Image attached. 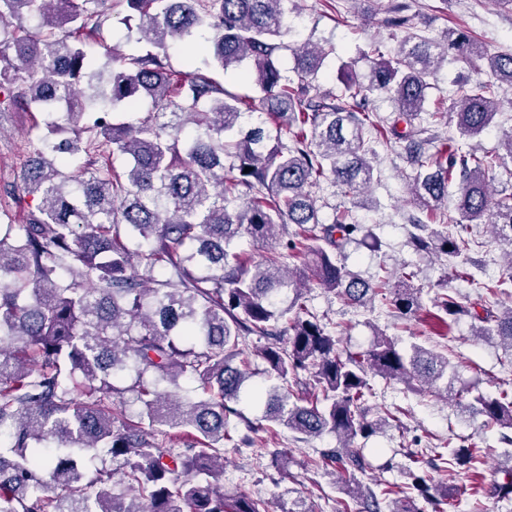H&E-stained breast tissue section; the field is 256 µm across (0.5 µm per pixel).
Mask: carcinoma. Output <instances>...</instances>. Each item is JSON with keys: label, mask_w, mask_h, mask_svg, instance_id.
<instances>
[{"label": "carcinoma", "mask_w": 512, "mask_h": 512, "mask_svg": "<svg viewBox=\"0 0 512 512\" xmlns=\"http://www.w3.org/2000/svg\"><path fill=\"white\" fill-rule=\"evenodd\" d=\"M288 2L0 0V112L51 117L26 132L22 221L0 224V512H266L261 499L224 493L233 418L298 441L335 435L338 446L308 465L335 467L363 512H422L420 499L432 512L457 507L462 492L436 479L435 460L475 470L476 448L436 451L427 470L413 456L409 493L366 492L358 480L369 461L356 443L399 421L365 411L372 379L440 395L456 369L417 344L407 355L381 332L364 351L342 350L309 310L312 280L356 306L405 317L422 307L413 273L367 281L339 259L364 227L345 213L324 223L316 189L328 180L360 198L374 180L372 143L400 144L416 170L409 193L433 207L409 220L413 252L467 259L470 226L481 223L512 266V193L488 180L512 160V131L499 153L471 145L497 114L501 86H512V54L487 55L456 29L423 38L407 6L373 0L408 34L392 54L371 47L365 74L342 63L341 94L321 92L329 50L288 42L285 18L297 12ZM116 4L141 21L125 35L137 44L130 53L109 44ZM176 42L193 49L183 70L168 63ZM287 51L294 79L282 69ZM450 53L484 59L489 80L458 84L448 137L435 133L448 113L425 104ZM229 69L255 95L216 78ZM376 89L398 112L387 128L367 108ZM145 101L146 115L118 119ZM256 112L276 134L249 121ZM243 238L267 254L249 261L235 248ZM433 307L441 323L476 320L473 335L499 337L512 365V305L472 312L444 288ZM252 336L265 340L261 384L251 381ZM245 402L261 415L247 417ZM476 402L512 445V393ZM173 429L186 447L166 446ZM488 493L512 499V467Z\"/></svg>", "instance_id": "obj_1"}]
</instances>
